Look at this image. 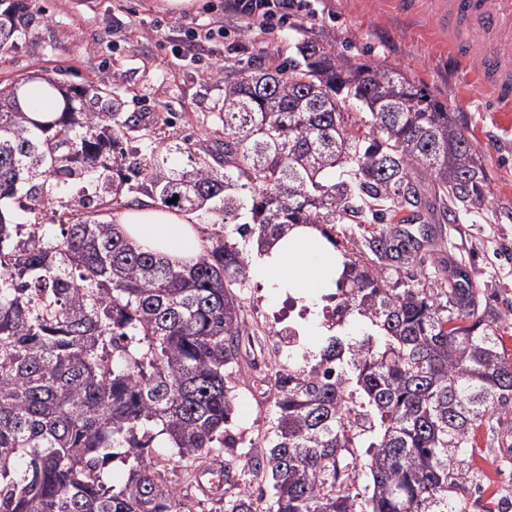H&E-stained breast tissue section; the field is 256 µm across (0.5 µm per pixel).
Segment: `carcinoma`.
<instances>
[{
  "mask_svg": "<svg viewBox=\"0 0 512 512\" xmlns=\"http://www.w3.org/2000/svg\"><path fill=\"white\" fill-rule=\"evenodd\" d=\"M24 24L0 19V58ZM44 82L60 95L53 115L27 112L22 83L0 81V201L26 217L0 209V512H192L167 462L199 467L236 444L247 261L222 225L184 263L133 246L102 215L140 191L226 221L245 209L237 232L260 246L311 226L343 259L327 321L369 328L273 372L262 449L220 470L223 512H467L460 457L485 420L512 412V362L465 271L411 275L412 234L372 226L410 210L436 240L440 220L486 204L455 113L398 70L304 40L266 72L224 71L211 161L176 140L139 159L143 116L118 111L106 82ZM174 153L188 168L167 167ZM69 186L95 210L53 208ZM116 460L126 476L112 483ZM247 476L271 493L254 497Z\"/></svg>",
  "mask_w": 512,
  "mask_h": 512,
  "instance_id": "obj_1",
  "label": "carcinoma"
}]
</instances>
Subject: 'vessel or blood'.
I'll return each mask as SVG.
<instances>
[{"label": "vessel or blood", "instance_id": "obj_1", "mask_svg": "<svg viewBox=\"0 0 512 512\" xmlns=\"http://www.w3.org/2000/svg\"><path fill=\"white\" fill-rule=\"evenodd\" d=\"M425 14L449 56L466 66L500 105H512V0H394Z\"/></svg>", "mask_w": 512, "mask_h": 512}]
</instances>
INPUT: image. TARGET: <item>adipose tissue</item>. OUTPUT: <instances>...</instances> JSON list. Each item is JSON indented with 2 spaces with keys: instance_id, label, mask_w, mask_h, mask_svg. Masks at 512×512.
Wrapping results in <instances>:
<instances>
[{
  "instance_id": "ef3b65f1",
  "label": "adipose tissue",
  "mask_w": 512,
  "mask_h": 512,
  "mask_svg": "<svg viewBox=\"0 0 512 512\" xmlns=\"http://www.w3.org/2000/svg\"><path fill=\"white\" fill-rule=\"evenodd\" d=\"M116 230L142 249L171 262L190 260L202 251L194 216L153 207L126 208L112 216ZM336 254L318 234L299 227L259 251L250 263L254 282L272 294H291L308 309L312 324L307 349L319 355L326 330L319 325L316 300L336 289Z\"/></svg>"
}]
</instances>
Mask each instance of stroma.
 I'll return each instance as SVG.
<instances>
[{
    "label": "stroma",
    "mask_w": 512,
    "mask_h": 512,
    "mask_svg": "<svg viewBox=\"0 0 512 512\" xmlns=\"http://www.w3.org/2000/svg\"><path fill=\"white\" fill-rule=\"evenodd\" d=\"M287 26L265 30L246 24L231 0H199L173 13L160 0H23L31 23L6 63L0 81L41 75L74 84L105 80L122 111L144 116L156 142L188 139L192 151L212 146L220 123L224 79L217 68H271L286 61L301 39L328 41L337 51L400 70L433 99L456 112L482 158L488 206L460 214L441 240L423 244L429 261L461 265L480 290L483 305L501 327L512 357V108L492 100L468 71L448 56L428 23L397 12L392 0H305ZM242 315L252 329L235 382V447L224 459L241 462L269 427L271 394L256 383L267 364L305 365L289 329L301 321L286 297L248 283ZM512 443V415L496 432L480 427L473 478L458 495L469 512H495L512 502V461L497 437ZM167 476L193 512H216L213 495L198 486L197 470L172 461Z\"/></svg>",
    "instance_id": "obj_1"
}]
</instances>
